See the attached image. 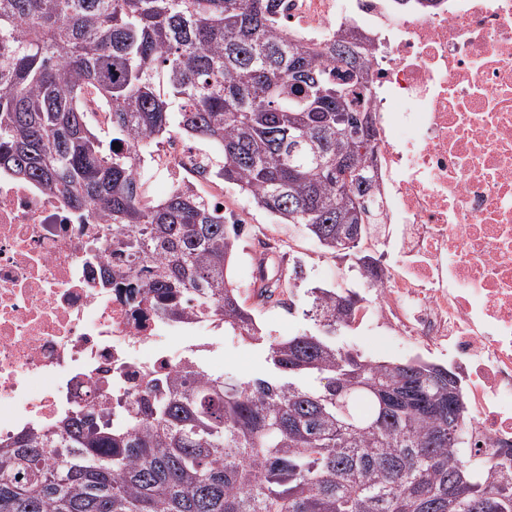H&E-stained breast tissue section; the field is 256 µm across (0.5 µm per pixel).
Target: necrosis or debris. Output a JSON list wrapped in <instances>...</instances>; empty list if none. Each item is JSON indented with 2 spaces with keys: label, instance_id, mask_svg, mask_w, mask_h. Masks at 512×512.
I'll return each mask as SVG.
<instances>
[{
  "label": "necrosis or debris",
  "instance_id": "1",
  "mask_svg": "<svg viewBox=\"0 0 512 512\" xmlns=\"http://www.w3.org/2000/svg\"><path fill=\"white\" fill-rule=\"evenodd\" d=\"M327 42L358 28L377 129L375 193L391 279L371 315L447 338L472 449L512 446V0H282ZM58 194L0 172V445L137 397L210 328L160 318L138 280L102 287L108 248Z\"/></svg>",
  "mask_w": 512,
  "mask_h": 512
}]
</instances>
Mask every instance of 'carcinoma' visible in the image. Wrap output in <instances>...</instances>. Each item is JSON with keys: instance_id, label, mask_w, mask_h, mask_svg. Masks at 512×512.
I'll return each instance as SVG.
<instances>
[{"instance_id": "1", "label": "carcinoma", "mask_w": 512, "mask_h": 512, "mask_svg": "<svg viewBox=\"0 0 512 512\" xmlns=\"http://www.w3.org/2000/svg\"><path fill=\"white\" fill-rule=\"evenodd\" d=\"M278 2L0 0V170L99 216L103 284L139 276L167 318L252 340L261 328L229 278L244 225L188 184L148 199L150 145L206 142V172L383 287L363 252L376 132L336 83L338 63L365 83L368 52L344 30L305 38ZM348 169L364 179L346 182ZM259 273V302L293 311L304 262L285 277L261 259ZM361 301L306 289L317 330L270 341L269 377L226 379L187 359L145 383L126 423L91 407L0 447V512H512V447L461 451L469 414L448 404L447 367L336 346Z\"/></svg>"}]
</instances>
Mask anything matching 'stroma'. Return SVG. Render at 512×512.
<instances>
[{
    "label": "stroma",
    "mask_w": 512,
    "mask_h": 512,
    "mask_svg": "<svg viewBox=\"0 0 512 512\" xmlns=\"http://www.w3.org/2000/svg\"><path fill=\"white\" fill-rule=\"evenodd\" d=\"M200 194L207 199H220L224 204V215L228 220L244 224L246 234L235 259L231 277L247 305L254 307L263 340H245L228 336L215 342L209 349L195 353L194 358L214 373L235 379L263 377L268 373L267 339L289 336L302 331H312L314 325L303 314V302H296L294 310L270 308L259 305L253 285L241 277L244 267L258 262L263 251V241H270L278 253L299 256L306 262V285L325 287H357L348 259L325 254L319 244L311 238L303 225L281 224L268 213L257 208L239 190L221 180L210 178L198 181ZM305 287L296 288V295H303ZM386 329L379 324L355 321L336 338L340 347L373 359H406L421 356L437 364H447L448 343L440 340L426 342L418 339L414 346L383 349L380 339Z\"/></svg>",
    "instance_id": "stroma-1"
}]
</instances>
